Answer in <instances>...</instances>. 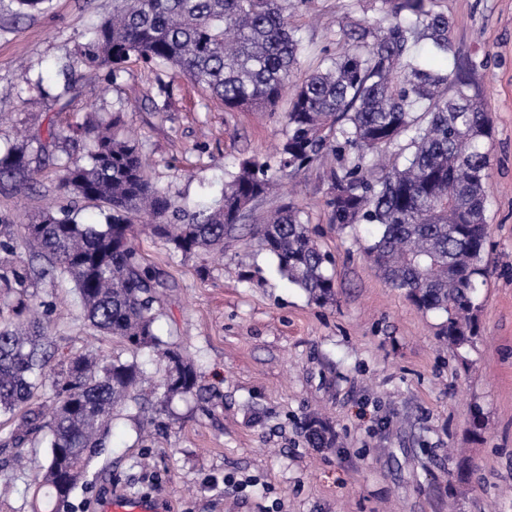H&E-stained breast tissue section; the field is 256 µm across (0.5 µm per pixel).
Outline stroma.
<instances>
[{"mask_svg": "<svg viewBox=\"0 0 512 512\" xmlns=\"http://www.w3.org/2000/svg\"><path fill=\"white\" fill-rule=\"evenodd\" d=\"M493 121L487 223L490 264L475 295L474 336L452 352L438 331L443 312L418 310L378 275L363 248L373 227L330 224L326 156L283 195L259 202L254 219L290 197L332 263L334 303L319 306L273 270L258 247L222 259L182 257L147 233L137 243L170 287L158 336L198 363L200 397L174 399L168 429L138 440L114 420L75 512H99L108 495L152 497L167 512H512V0H436ZM285 14L308 47L294 74L349 46L354 21L383 14L382 0H287ZM112 0H50L19 17L0 0V148L20 131L64 129L123 115L154 185L192 203L217 194L225 170L272 160L279 112H228L167 67L129 61L120 76L86 70L88 30ZM89 141L46 154L27 142L38 181L18 190L0 179V214L26 224L62 205L56 157L86 159ZM55 302L50 334L66 355L129 358L96 335L68 285L39 281ZM481 427H474V417ZM322 420L336 445L315 448L304 426ZM19 471L0 453V512H15L44 458L25 448Z\"/></svg>", "mask_w": 512, "mask_h": 512, "instance_id": "stroma-1", "label": "stroma"}]
</instances>
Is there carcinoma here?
<instances>
[{"label": "carcinoma", "mask_w": 512, "mask_h": 512, "mask_svg": "<svg viewBox=\"0 0 512 512\" xmlns=\"http://www.w3.org/2000/svg\"><path fill=\"white\" fill-rule=\"evenodd\" d=\"M282 2L113 0L112 17L89 33L87 68L106 67L116 79L133 57L164 65L228 110L274 112L286 97L285 132L275 163L240 162L225 172L214 204L191 208L150 182L137 145L118 136L122 117L114 112L71 128L90 139L88 160L65 162L57 183L60 195L97 205L98 222H82L76 208L47 209L29 224L0 217V416L18 419L0 449H47L40 477L15 512H70L118 413L140 430L158 427L168 403L198 387L196 361L155 332L168 284L136 244L143 213L150 218L143 230L175 253L222 254L247 239L310 301L331 304V259L304 212L290 202L259 224L248 220L279 181L332 155L330 223L376 225L364 253L380 276L419 310L448 315L440 336L449 346L471 343L475 291L486 270L492 127L448 16L435 0H383V18L356 24L350 49L323 57L293 86L306 46ZM420 44L447 67L423 61ZM30 172L26 144L0 155V175L16 185L30 187ZM22 245L36 250L40 268L18 252ZM46 277L71 283L89 325L125 344L131 359L60 355L48 331L54 302L31 291ZM152 366L162 394L150 417L139 387ZM45 395L52 412L42 426L35 399ZM308 430L317 434L316 448L336 441L322 421Z\"/></svg>", "instance_id": "obj_1"}]
</instances>
